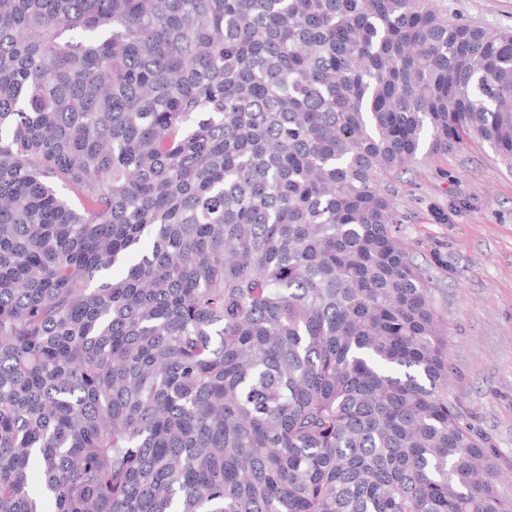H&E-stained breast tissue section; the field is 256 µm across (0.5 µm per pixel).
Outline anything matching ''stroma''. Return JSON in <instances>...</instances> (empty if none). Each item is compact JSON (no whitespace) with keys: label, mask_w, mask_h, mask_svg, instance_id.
Masks as SVG:
<instances>
[{"label":"stroma","mask_w":512,"mask_h":512,"mask_svg":"<svg viewBox=\"0 0 512 512\" xmlns=\"http://www.w3.org/2000/svg\"><path fill=\"white\" fill-rule=\"evenodd\" d=\"M439 14L512 28V0H430ZM400 235L429 272L444 324L448 389L464 423L499 455L512 500V168L489 144L419 158L394 179Z\"/></svg>","instance_id":"obj_1"}]
</instances>
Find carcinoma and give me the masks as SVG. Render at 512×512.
I'll list each match as a JSON object with an SVG mask.
<instances>
[{
	"label": "carcinoma",
	"mask_w": 512,
	"mask_h": 512,
	"mask_svg": "<svg viewBox=\"0 0 512 512\" xmlns=\"http://www.w3.org/2000/svg\"><path fill=\"white\" fill-rule=\"evenodd\" d=\"M468 141L429 0H0V512H512L394 202Z\"/></svg>",
	"instance_id": "cac0c4a2"
}]
</instances>
